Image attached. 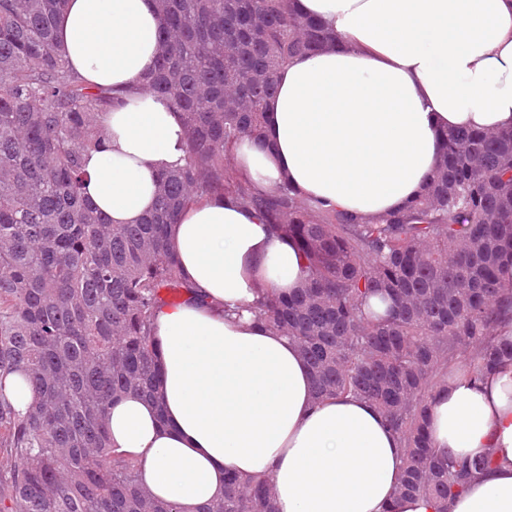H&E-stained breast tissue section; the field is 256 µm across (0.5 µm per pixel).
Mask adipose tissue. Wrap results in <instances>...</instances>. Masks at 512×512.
I'll return each mask as SVG.
<instances>
[{
    "label": "adipose tissue",
    "instance_id": "obj_1",
    "mask_svg": "<svg viewBox=\"0 0 512 512\" xmlns=\"http://www.w3.org/2000/svg\"><path fill=\"white\" fill-rule=\"evenodd\" d=\"M339 46L294 59L266 111L265 141L234 150L258 191L286 182L304 198L377 218L417 198L439 157L440 132L512 127V0H294ZM152 0H67L56 37L73 71L111 89L108 136L85 157L86 193L112 224H136L159 175L183 165L179 116L143 88L159 55ZM190 300L152 325L161 405L114 401L112 448L139 467L153 496L200 512L224 496V474L269 479L278 512H437L395 498L401 442L353 396L314 401L310 370L286 337L248 308L265 289L297 288L293 239L254 210L211 197L171 228ZM432 448L493 464L448 512H512V362L478 379L450 377L430 403Z\"/></svg>",
    "mask_w": 512,
    "mask_h": 512
}]
</instances>
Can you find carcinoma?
<instances>
[{"label": "carcinoma", "instance_id": "1", "mask_svg": "<svg viewBox=\"0 0 512 512\" xmlns=\"http://www.w3.org/2000/svg\"><path fill=\"white\" fill-rule=\"evenodd\" d=\"M66 0H0V374L23 369L37 400L18 415L0 392V512H177L112 451V401L160 406L154 312L193 291L171 226L197 197L230 198L298 244L302 286L262 293L252 311L298 347L317 400L353 395L403 446L397 495L448 498L491 459L438 454L425 418L465 350L478 378L512 360L497 341L512 309V128L451 129L424 192L377 220L311 203L289 184L257 194L233 148L263 142L277 77L334 44L292 0H154L160 52L145 88L180 114L186 165L159 180L138 224H110L84 195L83 156L103 146L112 90L73 72L55 35ZM392 302L383 316L369 299ZM203 512H277L267 479L228 474Z\"/></svg>", "mask_w": 512, "mask_h": 512}]
</instances>
